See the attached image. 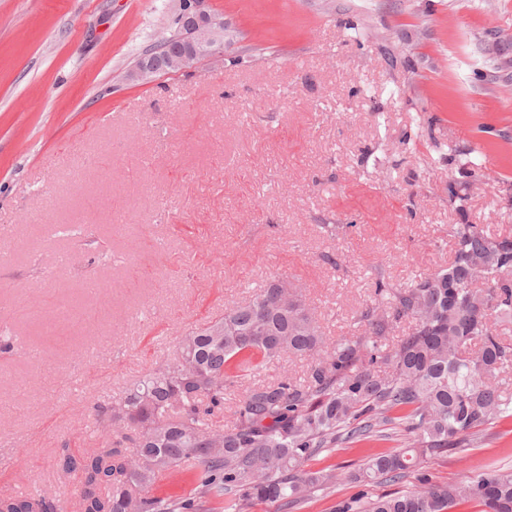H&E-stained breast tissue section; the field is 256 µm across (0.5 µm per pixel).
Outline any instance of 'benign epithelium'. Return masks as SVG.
<instances>
[{
	"label": "benign epithelium",
	"instance_id": "obj_1",
	"mask_svg": "<svg viewBox=\"0 0 512 512\" xmlns=\"http://www.w3.org/2000/svg\"><path fill=\"white\" fill-rule=\"evenodd\" d=\"M174 21L187 33V43L176 39L162 52L149 53L128 72L133 82L149 83L160 74L187 68L193 60L224 58V14L210 0H172Z\"/></svg>",
	"mask_w": 512,
	"mask_h": 512
}]
</instances>
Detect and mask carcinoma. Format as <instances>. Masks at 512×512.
I'll list each match as a JSON object with an SVG mask.
<instances>
[{
	"label": "carcinoma",
	"mask_w": 512,
	"mask_h": 512,
	"mask_svg": "<svg viewBox=\"0 0 512 512\" xmlns=\"http://www.w3.org/2000/svg\"><path fill=\"white\" fill-rule=\"evenodd\" d=\"M448 237L451 258L439 270L399 285L378 275L348 336L326 341L302 289L281 293L271 280L184 337L173 359L119 401L97 405L95 448L62 449L57 469L79 479L76 512H200L209 499L223 500L224 512H297L339 480L308 461L395 435L401 447L367 456L346 479L364 487L411 480L414 489L361 491L334 512H456L466 503L512 512V468L452 483L421 470L424 458L464 451L512 417V392L498 377L512 365V342L498 332L512 324V237L477 224H451ZM402 324L407 332L390 342ZM285 355L313 359L305 379L259 380ZM245 381L231 425L214 423L224 390ZM116 433L123 442L114 445ZM184 471L190 497L149 493L161 474ZM0 512H57L56 496L48 488L0 494Z\"/></svg>",
	"instance_id": "obj_1"
}]
</instances>
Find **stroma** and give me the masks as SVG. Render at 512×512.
<instances>
[{
    "label": "stroma",
    "instance_id": "obj_1",
    "mask_svg": "<svg viewBox=\"0 0 512 512\" xmlns=\"http://www.w3.org/2000/svg\"><path fill=\"white\" fill-rule=\"evenodd\" d=\"M211 4L223 59L142 84L169 0H0V493L54 480L70 512L53 464L91 447L96 405L271 278L333 341L376 272L444 267L449 225L512 235V0ZM424 465L512 466V417Z\"/></svg>",
    "mask_w": 512,
    "mask_h": 512
}]
</instances>
